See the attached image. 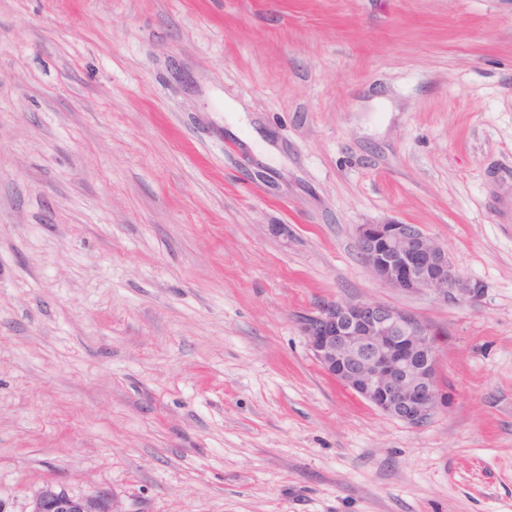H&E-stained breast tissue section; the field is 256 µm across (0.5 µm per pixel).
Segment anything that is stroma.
Masks as SVG:
<instances>
[{"label": "stroma", "mask_w": 512, "mask_h": 512, "mask_svg": "<svg viewBox=\"0 0 512 512\" xmlns=\"http://www.w3.org/2000/svg\"><path fill=\"white\" fill-rule=\"evenodd\" d=\"M390 222L481 299L378 282ZM349 298L430 325L425 426L312 358ZM49 488L512 512V0H0V512Z\"/></svg>", "instance_id": "35a3bbf8"}]
</instances>
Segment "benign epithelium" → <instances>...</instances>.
Returning a JSON list of instances; mask_svg holds the SVG:
<instances>
[{
    "instance_id": "obj_1",
    "label": "benign epithelium",
    "mask_w": 512,
    "mask_h": 512,
    "mask_svg": "<svg viewBox=\"0 0 512 512\" xmlns=\"http://www.w3.org/2000/svg\"><path fill=\"white\" fill-rule=\"evenodd\" d=\"M355 237L363 262L388 288L454 305L482 295L448 249L415 224H359ZM300 329L318 365L383 414L420 428L441 404L431 329L415 313L374 300H334L303 317ZM33 512H112V504L103 493L49 489Z\"/></svg>"
}]
</instances>
